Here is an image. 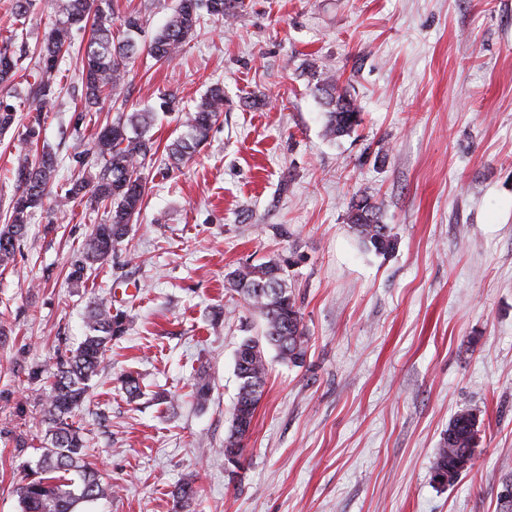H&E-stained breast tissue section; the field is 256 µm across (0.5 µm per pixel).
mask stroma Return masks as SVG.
<instances>
[{"mask_svg": "<svg viewBox=\"0 0 512 512\" xmlns=\"http://www.w3.org/2000/svg\"><path fill=\"white\" fill-rule=\"evenodd\" d=\"M232 25L205 19L179 58L140 54L122 90L139 107L176 89L183 108L222 85L228 102L185 164L148 169L125 242L75 288L67 276L102 209H35L0 273V512L45 446L41 398L59 349L76 348L87 304L125 311L75 419L86 460L116 492L81 512H174L194 479L196 512H500L512 479V0H244ZM55 21L33 0L20 74ZM336 72L363 122L324 131L317 87ZM45 103L42 146L56 185L77 176L110 112L85 111L81 60ZM0 135V223L12 149L31 119ZM366 193L397 238L365 250L348 214ZM275 258L310 337L303 366L266 354L270 372L230 474L217 450L237 394L235 354L260 319L224 276ZM207 371L214 390L194 404ZM139 374L129 400L121 377ZM478 416L469 467L442 487L432 462L453 416Z\"/></svg>", "mask_w": 512, "mask_h": 512, "instance_id": "1", "label": "stroma"}]
</instances>
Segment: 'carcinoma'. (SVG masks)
Masks as SVG:
<instances>
[{
  "instance_id": "1",
  "label": "carcinoma",
  "mask_w": 512,
  "mask_h": 512,
  "mask_svg": "<svg viewBox=\"0 0 512 512\" xmlns=\"http://www.w3.org/2000/svg\"><path fill=\"white\" fill-rule=\"evenodd\" d=\"M56 20L45 35L38 52V66L23 88L36 102L37 113L16 146L14 195L0 225V267L13 263L24 238L31 210L42 205L53 187L56 156L38 154L34 145L44 130L42 103L52 98L55 87L66 74L60 59L69 53L73 28H90L89 37L80 46L82 91L88 108L119 98L130 65L145 51L155 61L171 63L194 33L203 15L229 23L236 19L243 0H177L167 23L157 30L145 46L139 38L143 32V16L138 11L119 14L114 0H52ZM120 21L124 38L114 41L112 22ZM18 64L7 52H0V134L16 121L17 107L8 99L17 94ZM320 91L325 95L327 122L325 132L336 137L347 135L361 123V112L346 88L332 70L325 72ZM226 98L220 85L207 93L188 112L177 116L182 132L165 145L171 164L190 159L208 140L214 124L224 112ZM178 107L176 92L159 93L158 107L131 112H118L112 122L96 132L95 149L84 159L83 171L69 185L54 194L58 207L74 211L75 204L88 199L108 208L104 224L95 225L84 244L83 259L74 265L71 281L83 282L87 267L106 262L117 246L128 236L131 224L142 210L147 191L145 171L158 153L159 145L150 132L157 114H170ZM349 222L360 243L380 255L392 253L397 239L390 225L383 223L380 207L372 196L364 193L349 211ZM230 290L239 294L262 321L261 331L245 337L237 352L248 355L245 362L235 361L238 396L233 408L231 428L218 452L225 462L241 468L244 441L252 429L257 406L267 383L266 351L269 348L285 363L304 364L308 351V335L295 292L288 285L286 270L271 258L257 264H246L228 272L225 277ZM128 315L112 311V304L97 299L91 302L85 336L68 355L57 358L48 375L42 399V422L51 447L43 450L28 481L17 488L21 512H75L80 502H93L112 496L113 486L101 481L84 461L82 427L74 420L75 411L83 404L90 382L101 371L105 353L112 339L126 332ZM213 385L206 373H198L192 383L197 404H206ZM477 417L466 410L457 413L448 425L433 462V480L440 485L450 483L449 470L454 467L457 450L474 448ZM74 471L80 484L66 477ZM197 488L191 481L181 483L175 493L178 512H186L195 502Z\"/></svg>"
}]
</instances>
